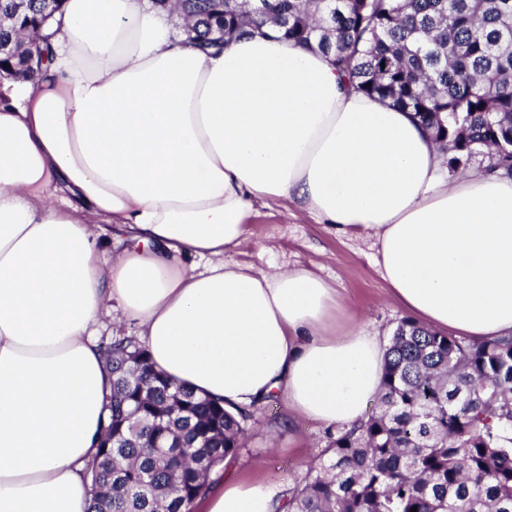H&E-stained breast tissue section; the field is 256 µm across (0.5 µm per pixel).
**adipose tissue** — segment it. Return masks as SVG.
<instances>
[{
    "label": "adipose tissue",
    "mask_w": 512,
    "mask_h": 512,
    "mask_svg": "<svg viewBox=\"0 0 512 512\" xmlns=\"http://www.w3.org/2000/svg\"><path fill=\"white\" fill-rule=\"evenodd\" d=\"M49 58L0 94V512H88L111 374L94 327L134 321L154 369L228 410L284 395L350 428L378 336L310 269L227 261L290 204L371 243L417 321L512 337V179L449 176L430 132L272 31L203 53L147 0H65ZM129 244L105 256L106 229ZM205 259L204 269L191 258ZM234 479L196 512H279Z\"/></svg>",
    "instance_id": "1"
}]
</instances>
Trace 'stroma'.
Instances as JSON below:
<instances>
[{"mask_svg": "<svg viewBox=\"0 0 512 512\" xmlns=\"http://www.w3.org/2000/svg\"><path fill=\"white\" fill-rule=\"evenodd\" d=\"M252 236L231 261L261 272L307 267L337 289L346 319H363L368 331L388 343L396 326L410 313L396 301L374 263L370 244L338 233L297 208H262L251 216ZM247 435L227 476L278 488L300 483L308 464L339 431L296 416L285 397L251 406Z\"/></svg>", "mask_w": 512, "mask_h": 512, "instance_id": "stroma-1", "label": "stroma"}]
</instances>
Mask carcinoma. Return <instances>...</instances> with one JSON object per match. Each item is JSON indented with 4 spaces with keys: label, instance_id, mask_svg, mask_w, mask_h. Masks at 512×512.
<instances>
[{
    "label": "carcinoma",
    "instance_id": "carcinoma-1",
    "mask_svg": "<svg viewBox=\"0 0 512 512\" xmlns=\"http://www.w3.org/2000/svg\"><path fill=\"white\" fill-rule=\"evenodd\" d=\"M63 0H0V74L23 77ZM187 43L270 24L317 50L356 92L411 113L462 174L512 177V0H177ZM108 424L91 467V512H186L245 437L241 409L156 372L134 336L101 347ZM179 440L178 448L159 444ZM284 512H512V338L480 343L413 320L394 330L373 408L284 495Z\"/></svg>",
    "mask_w": 512,
    "mask_h": 512
}]
</instances>
